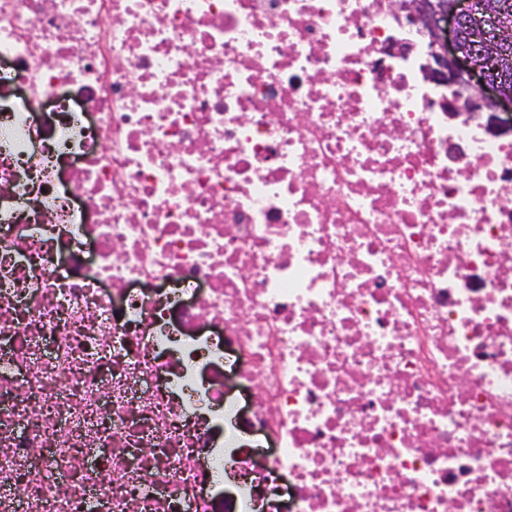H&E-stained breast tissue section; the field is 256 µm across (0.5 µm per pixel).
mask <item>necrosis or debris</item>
Segmentation results:
<instances>
[{"instance_id": "1", "label": "necrosis or debris", "mask_w": 512, "mask_h": 512, "mask_svg": "<svg viewBox=\"0 0 512 512\" xmlns=\"http://www.w3.org/2000/svg\"><path fill=\"white\" fill-rule=\"evenodd\" d=\"M395 0H0V512H512V138Z\"/></svg>"}]
</instances>
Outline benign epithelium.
I'll list each match as a JSON object with an SVG mask.
<instances>
[{
  "label": "benign epithelium",
  "mask_w": 512,
  "mask_h": 512,
  "mask_svg": "<svg viewBox=\"0 0 512 512\" xmlns=\"http://www.w3.org/2000/svg\"><path fill=\"white\" fill-rule=\"evenodd\" d=\"M399 11L425 42L424 79L452 92L443 96L442 108L464 113L492 136L512 135V119L502 118L512 112V92L487 78L483 60L496 58L498 46L512 41V21L478 0H403ZM483 16L491 17L493 29L481 34L482 51L475 54L463 43L462 24Z\"/></svg>",
  "instance_id": "benign-epithelium-1"
}]
</instances>
